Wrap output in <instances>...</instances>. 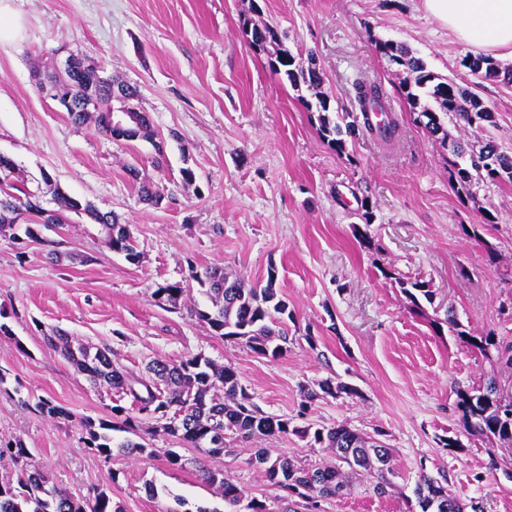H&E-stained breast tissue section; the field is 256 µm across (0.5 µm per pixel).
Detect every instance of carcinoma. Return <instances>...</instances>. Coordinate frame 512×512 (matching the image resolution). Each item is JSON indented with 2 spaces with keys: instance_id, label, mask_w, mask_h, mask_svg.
<instances>
[{
  "instance_id": "obj_1",
  "label": "carcinoma",
  "mask_w": 512,
  "mask_h": 512,
  "mask_svg": "<svg viewBox=\"0 0 512 512\" xmlns=\"http://www.w3.org/2000/svg\"><path fill=\"white\" fill-rule=\"evenodd\" d=\"M250 35V46L257 51H264L270 45L278 46L271 64L291 86L304 83L318 90L316 110L320 136L328 145L343 150L344 136L358 132V127L353 124L343 127L330 117L329 99L319 91L323 78L315 64L305 67L290 52L279 48V34L268 24L252 26ZM376 48L389 64L399 67L402 91L412 107L419 109V117L425 119L424 126L433 134L442 133L444 148L455 157L452 165L457 194L471 196L476 180L511 185L512 155L499 151L491 142L477 151L467 152L449 139L444 127L443 119L450 114L468 126L493 123L494 113L479 97L428 72L424 61L410 55L401 45L378 41ZM464 65L481 79L512 85V67H503L485 57L470 58ZM47 80L71 97L73 109L68 111V117L77 125L93 112L96 120H101V113L109 111L116 102L113 87L93 72L66 70L64 76L53 74ZM354 89L364 128L381 144L392 146L399 137L400 122L388 112L381 85L374 80H362L354 84ZM13 170V162L0 156V230L22 220L28 224L26 234L33 238V224H66L68 214H85L100 227L103 242L109 249L132 262L139 257L128 230L114 213L102 212L91 203L67 196L57 188L52 191L56 208L49 211L41 206V196L27 192L10 180ZM195 279L204 287V294L211 302L210 308L197 309L195 315L214 335L242 340L260 355H283L286 347L279 341L287 340L288 321L293 315L288 312L286 301L278 297L276 280L269 277L263 286L248 285L221 267L207 268ZM186 292L185 287L174 283L159 286L153 296L160 305L175 306ZM44 341L79 373L86 375L97 389L117 396L111 407L112 417L121 421L128 433H135L136 422L141 417H152L161 422L160 430L164 434L192 448H200L214 459L224 456L226 449L239 439L292 433L333 450L339 464L306 469L286 456L274 457L269 449L260 448L251 462L264 467L271 486L304 500L315 509L321 499L344 495L347 477L342 467L346 466L351 473L372 480L376 493L406 497L403 487L394 481L392 449L386 442L343 424L329 429H292L288 420L262 414L231 365H218L195 354L176 361L156 359L148 365L147 375L131 377L114 363L108 350L83 344L75 346L67 334L58 330L45 335ZM469 343L485 354L493 348L501 350L505 365L512 368V344L501 349L491 335L471 336ZM125 395L133 397L132 412L120 404V398ZM456 395L455 408L461 412L466 426L512 445V401H502L495 379H490L482 388H460ZM80 427L87 447L107 460L117 454L150 456L155 452L144 441L127 438L114 442V425L108 419L96 422L84 418ZM5 459L18 473L15 478L10 472L0 477V512H119L112 506V498L104 487L96 488L93 496L84 500L74 498L60 487H47V477L32 464L30 450L20 442L0 448V461ZM200 477L203 483L216 490L225 504L234 506L240 501L242 490L224 478L223 470L204 467ZM414 494L421 512H445L442 505L450 501L455 504L452 512L467 509L449 488L448 480L439 481L424 472L419 475Z\"/></svg>"
}]
</instances>
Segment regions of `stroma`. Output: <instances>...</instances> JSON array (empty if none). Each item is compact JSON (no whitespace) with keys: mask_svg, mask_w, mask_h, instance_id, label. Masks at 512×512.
<instances>
[{"mask_svg":"<svg viewBox=\"0 0 512 512\" xmlns=\"http://www.w3.org/2000/svg\"><path fill=\"white\" fill-rule=\"evenodd\" d=\"M22 25L0 43V155L14 179L51 200L53 189L115 213L139 252L136 262L112 252L87 216L40 228L0 232V444L22 442L56 486L75 497L110 489L121 512H222L224 502L199 476L215 465L238 485L231 512H307L251 464L267 448L297 464L332 465L330 450L295 435L254 437L214 460L155 431L139 434L155 455L105 460L88 449L78 420L105 418L112 398L97 390L43 336L58 329L107 348L124 371L144 374L154 359L201 354L236 368L266 414L302 428L344 423L380 430L394 450L406 491L420 473L447 475L463 503L481 512H512V448L468 431L455 410L457 388L489 378L512 390V370L472 347V336L512 342V184H475L470 197L452 188L449 154L416 120L399 90L401 75L376 41L407 46L435 75L477 94L495 114L475 129L455 117L454 139L494 141L512 153V86L475 77L474 57L432 17L421 0H0ZM267 23L299 58L315 57L333 118L354 121L353 82L375 79L400 116L392 149L363 134L344 151L323 141L309 88L294 89L252 50L244 21ZM99 62L105 75L139 90L155 151L146 141H116L94 120L73 124L43 98L38 74L57 49ZM164 198L144 203L139 181ZM195 173L184 182L182 169ZM371 221H364V211ZM218 266L247 284L276 274L295 314L288 350L254 353L245 342L214 336L194 314L210 307L195 276ZM428 282L432 300L412 302L401 282ZM181 283L177 306L158 305L154 290ZM454 311L459 332L443 322ZM350 386L304 404L322 384ZM41 400L66 409L62 419L35 411ZM455 440L452 448L443 447ZM177 447L183 469L164 451ZM157 496H150L149 487ZM317 512H408L404 499L380 496L353 481Z\"/></svg>","mask_w":512,"mask_h":512,"instance_id":"35a3bbf8","label":"stroma"}]
</instances>
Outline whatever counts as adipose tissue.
<instances>
[{
    "label": "adipose tissue",
    "mask_w": 512,
    "mask_h": 512,
    "mask_svg": "<svg viewBox=\"0 0 512 512\" xmlns=\"http://www.w3.org/2000/svg\"><path fill=\"white\" fill-rule=\"evenodd\" d=\"M423 5L459 41L512 55V0H423Z\"/></svg>",
    "instance_id": "adipose-tissue-1"
}]
</instances>
